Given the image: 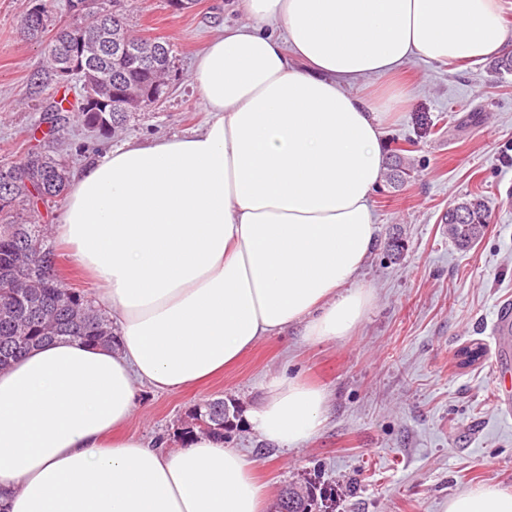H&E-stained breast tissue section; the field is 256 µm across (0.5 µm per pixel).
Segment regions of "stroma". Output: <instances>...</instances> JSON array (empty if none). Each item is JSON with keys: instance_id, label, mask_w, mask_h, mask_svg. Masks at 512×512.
I'll use <instances>...</instances> for the list:
<instances>
[{"instance_id": "stroma-1", "label": "stroma", "mask_w": 512, "mask_h": 512, "mask_svg": "<svg viewBox=\"0 0 512 512\" xmlns=\"http://www.w3.org/2000/svg\"><path fill=\"white\" fill-rule=\"evenodd\" d=\"M30 0H0V160L57 148L79 172L126 141L183 135L209 117L191 81L214 31L243 23L235 0H125L128 29L167 41L172 62L159 103L108 136L69 112L58 137L34 138L53 99L79 104V81L60 85L45 67V42L24 35ZM405 104L385 131L389 155L414 176L383 181L372 194L379 245L355 285L372 296L348 336L318 343L291 328L262 339L223 375L178 392L141 388L127 431L179 446L177 427L193 405L235 406L230 446L249 460L270 503L286 486L332 490L329 512H440L450 497L495 484L512 491V393L499 399V372L512 365V335L494 312L512 300V72L494 59L466 65L411 62ZM464 199L484 200L487 227L458 248L440 219ZM400 233V259L385 244ZM278 377L324 389L325 419L296 448L261 441L249 416Z\"/></svg>"}]
</instances>
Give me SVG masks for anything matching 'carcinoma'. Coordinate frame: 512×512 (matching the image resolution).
<instances>
[{
	"instance_id": "carcinoma-1",
	"label": "carcinoma",
	"mask_w": 512,
	"mask_h": 512,
	"mask_svg": "<svg viewBox=\"0 0 512 512\" xmlns=\"http://www.w3.org/2000/svg\"><path fill=\"white\" fill-rule=\"evenodd\" d=\"M69 20L57 27L47 50V65L56 77L72 63L71 52L88 34L103 28L118 33L129 50L115 54L103 50L99 57L81 70H73L87 91L106 95L118 84L147 88L162 81L164 72L147 67L142 60L159 55L171 62L170 44L149 41L131 35L124 14L96 8L85 13L68 5ZM53 18L43 0L38 9H29L23 17V30L39 38ZM81 122L100 133L110 135L128 120L110 112L80 108ZM69 176L63 160L49 153H31L19 162L0 161V367L27 351L61 337H72L92 345H112V321L106 312L84 294L70 288L57 272V254L42 225L36 221L38 203H49L62 196ZM486 207L479 199L462 200L445 213L448 236L460 247L475 242L483 231ZM206 423L205 431L224 438V399L207 400L189 409L186 437ZM315 486L308 484L297 512H321Z\"/></svg>"
}]
</instances>
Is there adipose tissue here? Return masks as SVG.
<instances>
[{
  "instance_id": "ef3b65f1",
  "label": "adipose tissue",
  "mask_w": 512,
  "mask_h": 512,
  "mask_svg": "<svg viewBox=\"0 0 512 512\" xmlns=\"http://www.w3.org/2000/svg\"><path fill=\"white\" fill-rule=\"evenodd\" d=\"M193 70L210 120L127 142L72 180L55 237L103 290L117 340H56L0 368V512H265L235 449L124 433L137 391L223 373L263 338L348 335L371 295L352 283L377 246L391 84L412 60L481 62L512 35L502 0H238ZM326 394L276 379L251 422L285 448L320 427ZM442 512H512L494 485Z\"/></svg>"
}]
</instances>
